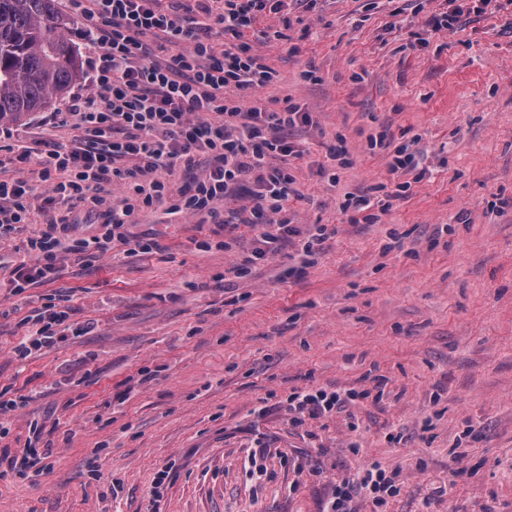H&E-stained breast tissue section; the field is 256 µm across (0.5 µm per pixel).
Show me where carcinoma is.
Here are the masks:
<instances>
[{"label":"carcinoma","mask_w":512,"mask_h":512,"mask_svg":"<svg viewBox=\"0 0 512 512\" xmlns=\"http://www.w3.org/2000/svg\"><path fill=\"white\" fill-rule=\"evenodd\" d=\"M82 75L54 0H0V122L43 110Z\"/></svg>","instance_id":"obj_1"}]
</instances>
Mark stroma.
<instances>
[{
    "instance_id": "obj_1",
    "label": "stroma",
    "mask_w": 512,
    "mask_h": 512,
    "mask_svg": "<svg viewBox=\"0 0 512 512\" xmlns=\"http://www.w3.org/2000/svg\"><path fill=\"white\" fill-rule=\"evenodd\" d=\"M448 5L288 0L246 34L278 73L266 96L317 119L295 133L307 153L288 203L302 232L336 228L315 265L289 244L238 278L250 227L204 252L208 228L147 211L128 237L156 235L159 250L65 258L20 295L0 270V390L32 398L0 415V512H147L154 495L161 512H327L374 462L397 490L353 492L351 512H512V0L480 14L464 0L452 32L433 23ZM56 8L80 49L70 96L96 93L99 50ZM288 16L290 41L260 42ZM309 64L317 81L301 78ZM70 96L0 133V178L46 193L38 141L70 146L74 127L51 122ZM382 132L418 137L424 176L378 223L354 224L344 194L389 178L367 141ZM336 143L350 164L333 184L316 169ZM16 144L32 147L27 164ZM51 297L93 331L17 360ZM315 388L359 397L318 418L291 408ZM47 443L41 475L14 471Z\"/></svg>"
}]
</instances>
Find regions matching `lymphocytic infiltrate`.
Here are the masks:
<instances>
[{
	"mask_svg": "<svg viewBox=\"0 0 512 512\" xmlns=\"http://www.w3.org/2000/svg\"><path fill=\"white\" fill-rule=\"evenodd\" d=\"M68 0L71 13L85 17V32L100 52L91 62L98 94L71 99L60 122H72L79 135L67 148L48 150L43 180L49 188L34 197L21 178L0 179V227L29 223L35 213L49 214L41 237L23 241L25 261L15 264L10 282L14 293L45 281L57 271L60 254L85 261L118 245L135 251L157 250L158 241H130L124 228L145 211L197 218L217 228L247 225L255 245L232 271L248 275L257 260L274 255L282 245L298 241L303 266L316 262L332 235L328 225L301 233L288 211L298 197L294 163L305 153L291 138L299 126L316 123L292 98L272 107L261 93L277 74L263 55L245 42L246 32L265 11H278L284 0ZM228 39L215 53L213 40ZM370 147L387 150L388 172L395 187L379 184L378 194H345L341 203L354 224L377 223L393 199L409 189L405 171L415 169L412 144L387 134L368 138ZM208 166L194 176L198 155ZM191 179L170 187L176 171ZM61 180H53V173ZM250 184L248 206L223 209L222 203ZM127 191L113 199L111 186ZM104 217L96 234L72 236L75 208ZM67 311L44 304L35 331L16 349L18 359L67 338Z\"/></svg>",
	"mask_w": 512,
	"mask_h": 512,
	"instance_id": "f902f5d3",
	"label": "lymphocytic infiltrate"
}]
</instances>
